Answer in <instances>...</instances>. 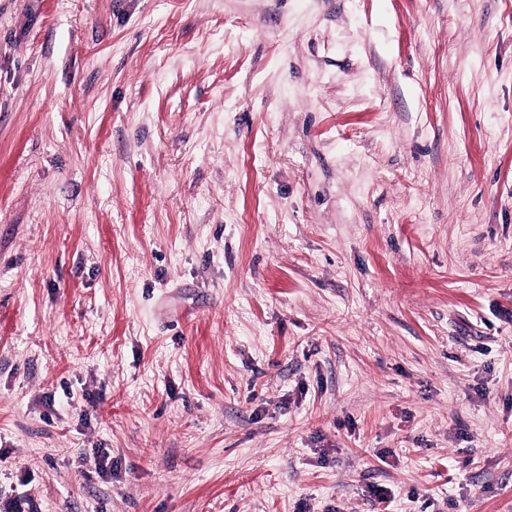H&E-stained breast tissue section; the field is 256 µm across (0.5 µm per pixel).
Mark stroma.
I'll return each mask as SVG.
<instances>
[{
    "label": "stroma",
    "mask_w": 512,
    "mask_h": 512,
    "mask_svg": "<svg viewBox=\"0 0 512 512\" xmlns=\"http://www.w3.org/2000/svg\"><path fill=\"white\" fill-rule=\"evenodd\" d=\"M15 492L512 512V0H0Z\"/></svg>",
    "instance_id": "35a3bbf8"
}]
</instances>
